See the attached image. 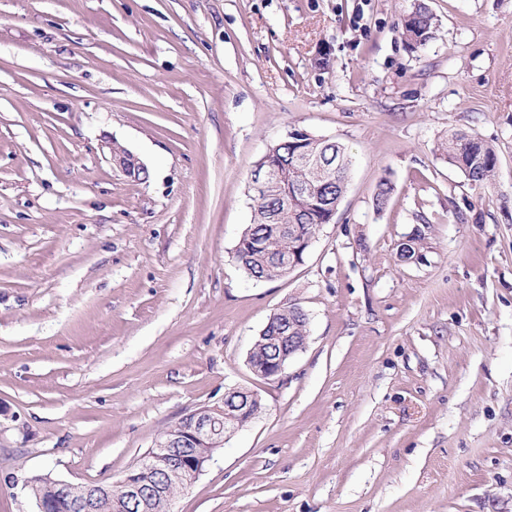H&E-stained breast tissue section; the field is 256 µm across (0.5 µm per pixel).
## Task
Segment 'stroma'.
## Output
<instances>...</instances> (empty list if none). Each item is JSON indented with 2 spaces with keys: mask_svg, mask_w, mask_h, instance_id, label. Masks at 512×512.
I'll return each mask as SVG.
<instances>
[{
  "mask_svg": "<svg viewBox=\"0 0 512 512\" xmlns=\"http://www.w3.org/2000/svg\"><path fill=\"white\" fill-rule=\"evenodd\" d=\"M413 2L0 0V512H35L22 476L117 479L233 388L262 410L173 512H512V0H426L417 48ZM293 129L347 147L348 188L254 281L248 174ZM456 130L493 180L449 164ZM292 303L269 383L247 357ZM446 153L449 164L458 167L475 184L492 180L497 166V155L493 146L472 133L455 132L448 137V141L441 145ZM463 161L467 166L475 161L479 162L471 170L464 169L459 164ZM116 165L126 174V176L138 179L142 173L146 175V164L132 151L128 149H121L118 157L116 158ZM267 325L260 331V337L269 326L270 329L265 332L271 333V330L282 326L288 325V328L293 330V335L290 336L287 327H280L272 336H263L264 338H257L253 346V352L250 351L247 363L252 372L259 378L266 381L280 380L290 363V361L305 348L306 341H299L295 336L308 335L309 317L306 311L297 303L290 304L278 310L272 315ZM271 347V348H270ZM275 350V352L273 350ZM278 357L273 358L275 354ZM275 353V354H274ZM255 356H263L265 358H257Z\"/></svg>",
  "mask_w": 512,
  "mask_h": 512,
  "instance_id": "35a3bbf8",
  "label": "stroma"
}]
</instances>
